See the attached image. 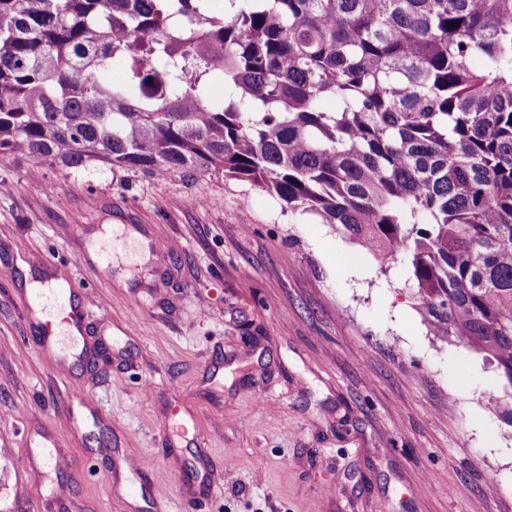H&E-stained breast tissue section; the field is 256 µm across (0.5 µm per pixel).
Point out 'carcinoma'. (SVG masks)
I'll return each mask as SVG.
<instances>
[{
    "label": "carcinoma",
    "instance_id": "1",
    "mask_svg": "<svg viewBox=\"0 0 512 512\" xmlns=\"http://www.w3.org/2000/svg\"><path fill=\"white\" fill-rule=\"evenodd\" d=\"M0 155L257 184L512 386V0H0Z\"/></svg>",
    "mask_w": 512,
    "mask_h": 512
}]
</instances>
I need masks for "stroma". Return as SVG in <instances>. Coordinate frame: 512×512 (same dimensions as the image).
Wrapping results in <instances>:
<instances>
[{"label": "stroma", "instance_id": "35a3bbf8", "mask_svg": "<svg viewBox=\"0 0 512 512\" xmlns=\"http://www.w3.org/2000/svg\"><path fill=\"white\" fill-rule=\"evenodd\" d=\"M110 225L168 252L112 272ZM64 266L108 361L61 368L25 293ZM403 260L218 172L0 157V512H130L112 454L155 460L140 512H512V385L433 336ZM59 467L31 470V433Z\"/></svg>", "mask_w": 512, "mask_h": 512}]
</instances>
